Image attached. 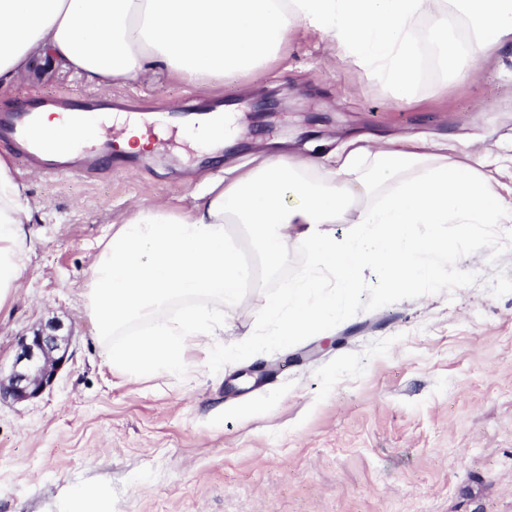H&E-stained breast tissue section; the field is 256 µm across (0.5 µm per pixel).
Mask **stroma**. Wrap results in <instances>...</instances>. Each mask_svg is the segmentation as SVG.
Returning a JSON list of instances; mask_svg holds the SVG:
<instances>
[{
	"label": "stroma",
	"instance_id": "1",
	"mask_svg": "<svg viewBox=\"0 0 512 512\" xmlns=\"http://www.w3.org/2000/svg\"><path fill=\"white\" fill-rule=\"evenodd\" d=\"M279 90L273 115L253 113ZM108 98L145 125L174 106H217L233 141L181 153L157 141L130 172L82 181L12 164L46 207L27 225L19 298L0 311V363L48 322L71 336V358L36 398L0 401V512H66L87 491L89 512H512V223L485 229L461 272L426 292L387 294L364 276L355 311L324 330L247 350L213 368L189 353L180 378L109 371L83 312L85 270L110 224L135 205L186 210L206 179L248 171L278 145L335 156L350 138L447 142L465 160L473 139L491 150L482 172L512 198V61L443 83L425 76L394 101L301 28L256 74L206 84L163 74L103 89L33 58L0 109L29 97ZM308 257L292 250L277 273L245 288L224 317V341L263 332L257 314Z\"/></svg>",
	"mask_w": 512,
	"mask_h": 512
}]
</instances>
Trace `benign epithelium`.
I'll use <instances>...</instances> for the list:
<instances>
[{
	"mask_svg": "<svg viewBox=\"0 0 512 512\" xmlns=\"http://www.w3.org/2000/svg\"><path fill=\"white\" fill-rule=\"evenodd\" d=\"M60 329L58 323L50 322L21 337L6 379L0 378V398L26 400L52 385L69 359V337L60 335Z\"/></svg>",
	"mask_w": 512,
	"mask_h": 512,
	"instance_id": "benign-epithelium-1",
	"label": "benign epithelium"
}]
</instances>
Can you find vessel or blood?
Wrapping results in <instances>:
<instances>
[{"label":"vessel or blood","mask_w":512,"mask_h":512,"mask_svg":"<svg viewBox=\"0 0 512 512\" xmlns=\"http://www.w3.org/2000/svg\"><path fill=\"white\" fill-rule=\"evenodd\" d=\"M39 121L40 115L31 103L0 112V144L52 176L93 179L106 169L115 173L125 170L120 152L113 148L111 134L84 138L64 153L39 135Z\"/></svg>","instance_id":"b4317fda"}]
</instances>
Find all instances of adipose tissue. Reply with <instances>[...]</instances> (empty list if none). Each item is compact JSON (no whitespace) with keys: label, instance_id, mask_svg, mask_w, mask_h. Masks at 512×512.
<instances>
[{"label":"adipose tissue","instance_id":"ef3b65f1","mask_svg":"<svg viewBox=\"0 0 512 512\" xmlns=\"http://www.w3.org/2000/svg\"><path fill=\"white\" fill-rule=\"evenodd\" d=\"M295 27L404 101L419 87L426 45L439 47L453 80L476 76L486 52L512 51V0H0V88L35 55L102 87L165 72L204 83L262 69ZM348 145L331 165L267 156L240 178L206 182L190 210L139 207L112 225L83 293L109 370L178 376L191 349L206 348L215 365L236 356L224 312L256 270L285 265L291 246L309 264L258 314L270 343L348 315L364 268L396 292L435 288L475 254L486 225L512 223V204L480 172L482 152L465 164L414 138ZM41 208L0 157V310L18 299L25 226ZM332 224L348 230L335 236ZM246 241L258 266L245 261Z\"/></svg>","mask_w":512,"mask_h":512}]
</instances>
